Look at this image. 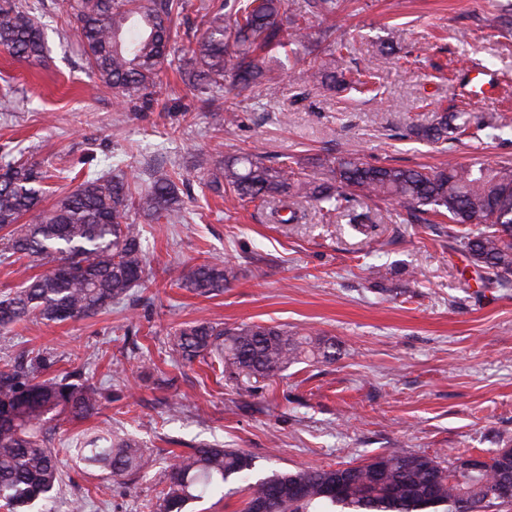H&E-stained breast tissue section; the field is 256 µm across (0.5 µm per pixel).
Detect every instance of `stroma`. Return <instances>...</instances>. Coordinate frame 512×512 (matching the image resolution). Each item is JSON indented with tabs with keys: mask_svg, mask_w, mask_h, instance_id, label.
<instances>
[{
	"mask_svg": "<svg viewBox=\"0 0 512 512\" xmlns=\"http://www.w3.org/2000/svg\"><path fill=\"white\" fill-rule=\"evenodd\" d=\"M30 2L46 49L38 66L0 50V160L64 166L49 182L56 194L116 166L141 185L162 166L177 174L185 210L177 224L129 216L149 288L95 316L32 320L0 335V359L26 364L40 352L51 361L41 378L79 368L103 388L98 414L56 430L62 447L109 430L154 459L145 478L115 482L63 456L60 490L31 512H69L82 495L85 512H147L173 456L203 443L251 454L260 474L337 468L391 448L445 463L512 448V288H479L448 247L447 219L409 224L394 202L351 196L347 207L374 219L365 233L340 217L323 223L306 200L296 203L299 223L275 224L269 206L209 191L202 163L255 153L322 179L336 157L405 167L512 161V0H344L336 26L354 51L342 65L371 69L372 92L336 94L286 72L271 102L239 101L236 123L220 133L173 67L151 105L119 104L87 71L61 0ZM475 69L494 75V94L469 92ZM460 109L500 115L508 129L442 145L402 135ZM215 258L237 272L222 294L173 286L183 269ZM197 320L313 331L335 341L337 360L297 363L241 389L206 364L172 358L169 332Z\"/></svg>",
	"mask_w": 512,
	"mask_h": 512,
	"instance_id": "obj_1",
	"label": "stroma"
}]
</instances>
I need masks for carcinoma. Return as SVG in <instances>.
I'll return each instance as SVG.
<instances>
[{
  "label": "carcinoma",
  "instance_id": "1",
  "mask_svg": "<svg viewBox=\"0 0 512 512\" xmlns=\"http://www.w3.org/2000/svg\"><path fill=\"white\" fill-rule=\"evenodd\" d=\"M189 0H63L91 72L112 87L120 102L137 103L156 87L171 57L190 70L185 85L209 112L236 108L224 98L231 73L237 96L271 100L277 78L265 54L284 50L286 60L304 66L305 80L332 92L369 90V69L336 66L352 43L336 35L340 0H304L297 10L285 0H199L200 37L176 44L175 18ZM328 25L317 34L309 18ZM0 48L35 64L44 56V37L32 7L11 2L0 7ZM469 115L437 112L431 123L410 134L437 143H454L469 129ZM50 171L38 163L15 159L0 167V263L22 258L49 260L52 267L29 278L0 298V332L9 333L30 320L76 321L125 300L135 287L151 282L150 267L130 211L167 221L179 219L181 199L173 174L154 170L149 184L133 187L123 173L88 177L71 191L44 205ZM210 186L218 195L238 200L276 202L271 216L278 224H295L296 199L320 205L326 219L338 209L344 189L353 195L397 203L404 221L418 224L431 211L448 219L451 248L465 254L482 288L512 287V164L496 167L440 169L376 166L339 159L330 179L317 181L287 162L275 166L253 154L218 163ZM236 277L232 265L204 261L180 273L177 285L204 297L224 292ZM172 357L221 365L228 379L243 385L271 379L289 365L312 358L336 360L330 338L301 335L286 327L200 320L175 330ZM38 355L30 365L0 368V508L26 512L50 499L62 481L59 450L52 432L62 420L83 421L97 414L102 390L74 372L39 379ZM76 458L108 472L114 479L141 474L145 460L136 440L88 435L73 448ZM231 480L246 483L238 512H460L459 503L485 500L495 484L512 481V448L486 458L482 470L466 474L457 463L446 466L424 454L393 448L342 468H305L255 474L254 458L239 449L202 445L174 456L156 512H183L206 496L224 494Z\"/></svg>",
  "mask_w": 512,
  "mask_h": 512
}]
</instances>
